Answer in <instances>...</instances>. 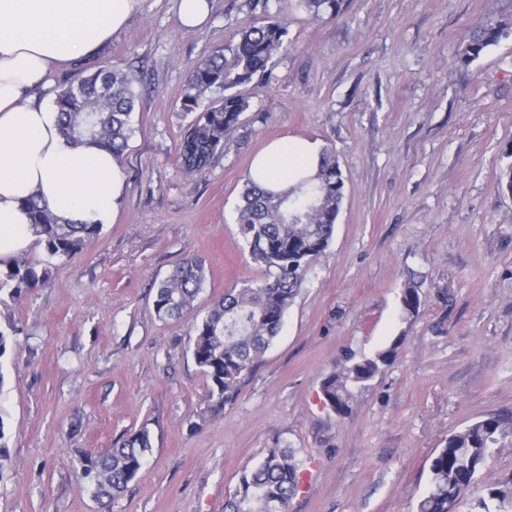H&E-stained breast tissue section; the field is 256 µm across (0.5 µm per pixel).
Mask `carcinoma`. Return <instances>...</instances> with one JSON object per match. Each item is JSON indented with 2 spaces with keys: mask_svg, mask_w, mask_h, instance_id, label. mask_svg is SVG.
<instances>
[{
  "mask_svg": "<svg viewBox=\"0 0 512 512\" xmlns=\"http://www.w3.org/2000/svg\"><path fill=\"white\" fill-rule=\"evenodd\" d=\"M313 17L336 16L341 0H300ZM507 25L490 21L470 36L457 59L471 63L489 46L511 35ZM288 52V31L277 21L232 33L229 43L190 69L181 102L189 117L179 141V167L188 176L204 173L224 150V142L243 124L250 109L244 89L271 77L275 58ZM136 92L119 66H101L77 84L57 92L54 106L62 133L75 143L87 139L122 158L132 133L130 116ZM344 196V179L335 156L322 154L319 171L282 192H273L246 178L236 221L252 260L265 268L260 283L246 282L214 300L196 318L191 346L193 360L206 377L205 403L221 411L238 391L242 377L260 362L279 335L284 316L301 288L311 263L329 246ZM38 244L52 256L70 257L97 238L94 224H62L36 199L27 201ZM47 274L26 259H16L0 272V291L18 296ZM206 283L204 263L183 260L158 287L154 308L161 319L176 318L193 306ZM408 315L420 306L417 290L403 289ZM395 357V347L370 356L349 358L321 380L326 406L339 415L351 412L355 392L366 388ZM512 436V417L489 415L451 434L432 458L429 479L417 512H452L475 483L495 446ZM151 448L148 432L130 434L120 446L86 458L82 475L101 499L127 488ZM299 465L291 448H273L252 470L243 473L225 512H269L287 505L298 490ZM474 512H512V477L488 485L475 499Z\"/></svg>",
  "mask_w": 512,
  "mask_h": 512,
  "instance_id": "cac0c4a2",
  "label": "carcinoma"
}]
</instances>
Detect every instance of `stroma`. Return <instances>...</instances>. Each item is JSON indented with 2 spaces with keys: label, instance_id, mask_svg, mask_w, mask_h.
I'll return each mask as SVG.
<instances>
[{
  "label": "stroma",
  "instance_id": "stroma-1",
  "mask_svg": "<svg viewBox=\"0 0 512 512\" xmlns=\"http://www.w3.org/2000/svg\"><path fill=\"white\" fill-rule=\"evenodd\" d=\"M277 20L290 47L210 168L185 175L177 148L190 66L231 29ZM512 27V0H342L311 18L299 0H213L182 28L178 0H144L88 67L134 76L126 191L114 223L72 257L27 252L48 275L0 291V512H224L243 472L293 449L301 483L289 512H414L449 435L512 412V36L469 65L472 30ZM302 137L345 178L332 240L282 332L222 411L190 351L197 314L225 290L262 281L236 222L253 156ZM203 260L195 310L162 320L154 299L184 258ZM417 289L418 314L401 292ZM395 347L393 363L326 407L320 382L349 356ZM152 448L127 489L100 503L87 456L138 430ZM512 474L497 445L455 512Z\"/></svg>",
  "mask_w": 512,
  "mask_h": 512
}]
</instances>
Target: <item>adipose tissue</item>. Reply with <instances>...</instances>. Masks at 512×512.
Segmentation results:
<instances>
[{"instance_id": "adipose-tissue-1", "label": "adipose tissue", "mask_w": 512, "mask_h": 512, "mask_svg": "<svg viewBox=\"0 0 512 512\" xmlns=\"http://www.w3.org/2000/svg\"><path fill=\"white\" fill-rule=\"evenodd\" d=\"M143 2L0 0V262L28 252L39 239L27 198L45 203L65 223H113L125 191L119 162L96 143L67 139L58 112L28 93L97 52ZM320 161L316 142L287 137L261 151L249 175L283 191L314 175Z\"/></svg>"}]
</instances>
